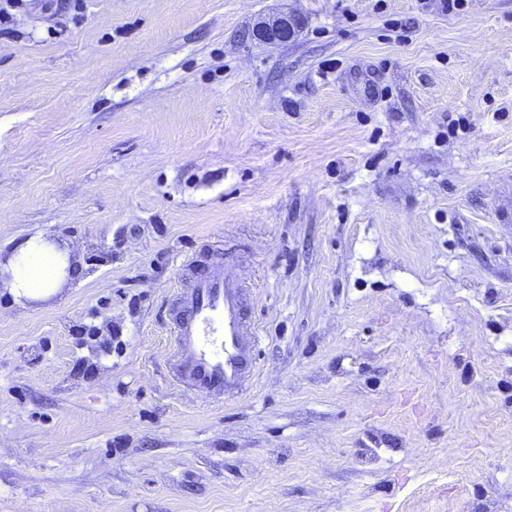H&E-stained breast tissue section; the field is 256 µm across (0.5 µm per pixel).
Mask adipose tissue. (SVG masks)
<instances>
[{
    "instance_id": "1",
    "label": "adipose tissue",
    "mask_w": 512,
    "mask_h": 512,
    "mask_svg": "<svg viewBox=\"0 0 512 512\" xmlns=\"http://www.w3.org/2000/svg\"><path fill=\"white\" fill-rule=\"evenodd\" d=\"M4 266L9 277L0 288L20 306L58 293L73 269L69 250L41 234L18 241Z\"/></svg>"
}]
</instances>
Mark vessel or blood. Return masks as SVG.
I'll return each mask as SVG.
<instances>
[{"mask_svg":"<svg viewBox=\"0 0 512 512\" xmlns=\"http://www.w3.org/2000/svg\"><path fill=\"white\" fill-rule=\"evenodd\" d=\"M245 302L244 283L227 273L189 278L177 294L174 339L182 354L171 365L173 381L209 399L245 387L259 343Z\"/></svg>","mask_w":512,"mask_h":512,"instance_id":"vessel-or-blood-1","label":"vessel or blood"}]
</instances>
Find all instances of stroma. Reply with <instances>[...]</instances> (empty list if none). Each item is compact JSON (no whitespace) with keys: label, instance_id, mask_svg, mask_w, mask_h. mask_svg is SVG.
Instances as JSON below:
<instances>
[{"label":"stroma","instance_id":"obj_1","mask_svg":"<svg viewBox=\"0 0 512 512\" xmlns=\"http://www.w3.org/2000/svg\"><path fill=\"white\" fill-rule=\"evenodd\" d=\"M304 17L272 46L258 17ZM0 512H512V0H21L0 22ZM259 371L169 376L184 258ZM2 264L10 276L0 288L22 307L58 293L74 269L70 251L42 234L18 241Z\"/></svg>","mask_w":512,"mask_h":512}]
</instances>
